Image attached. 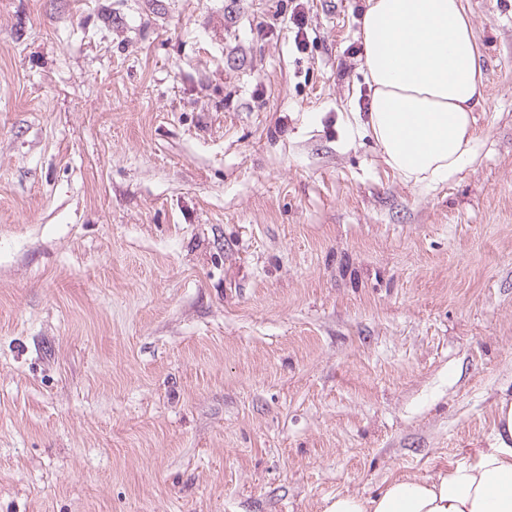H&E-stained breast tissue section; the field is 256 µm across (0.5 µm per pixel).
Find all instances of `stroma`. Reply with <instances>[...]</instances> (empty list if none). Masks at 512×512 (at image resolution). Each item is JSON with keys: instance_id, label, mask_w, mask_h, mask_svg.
I'll use <instances>...</instances> for the list:
<instances>
[{"instance_id": "obj_1", "label": "stroma", "mask_w": 512, "mask_h": 512, "mask_svg": "<svg viewBox=\"0 0 512 512\" xmlns=\"http://www.w3.org/2000/svg\"><path fill=\"white\" fill-rule=\"evenodd\" d=\"M366 0H0V512H324L512 389V0L475 161L351 132Z\"/></svg>"}]
</instances>
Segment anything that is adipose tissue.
Returning <instances> with one entry per match:
<instances>
[{"mask_svg":"<svg viewBox=\"0 0 512 512\" xmlns=\"http://www.w3.org/2000/svg\"><path fill=\"white\" fill-rule=\"evenodd\" d=\"M370 110L354 115L385 163L413 185L448 180L476 154L482 57L464 0H367L361 20ZM325 512H512V395L484 447L373 495L339 493Z\"/></svg>","mask_w":512,"mask_h":512,"instance_id":"1","label":"adipose tissue"}]
</instances>
